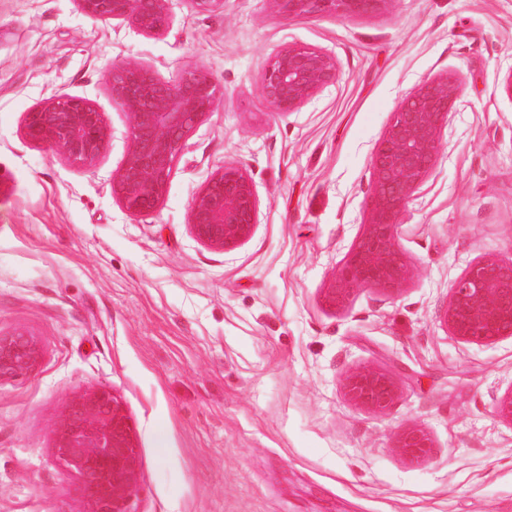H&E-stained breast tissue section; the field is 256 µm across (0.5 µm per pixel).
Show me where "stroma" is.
Wrapping results in <instances>:
<instances>
[{
    "label": "stroma",
    "instance_id": "obj_1",
    "mask_svg": "<svg viewBox=\"0 0 512 512\" xmlns=\"http://www.w3.org/2000/svg\"><path fill=\"white\" fill-rule=\"evenodd\" d=\"M169 12L148 36L75 0H0V336L43 349L33 372L0 382V512H81L82 481L53 446L68 402L99 387L135 427L133 512H512V423L495 410L512 339L466 343L443 322L476 258L512 260V0ZM290 45L329 55L336 79L281 112L260 86ZM124 61L169 82L200 71L219 90L147 215L112 194L130 126L105 75ZM444 76L458 95L397 228L412 274L335 309L325 294L368 220L371 157L403 98ZM66 95L111 130L93 164L24 136L30 108ZM227 163L253 178L260 213L245 243L217 252L190 206ZM363 368L396 379L386 410L349 399L345 378ZM409 426L431 439L419 462L395 449Z\"/></svg>",
    "mask_w": 512,
    "mask_h": 512
}]
</instances>
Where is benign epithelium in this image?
Masks as SVG:
<instances>
[{
	"instance_id": "obj_1",
	"label": "benign epithelium",
	"mask_w": 512,
	"mask_h": 512,
	"mask_svg": "<svg viewBox=\"0 0 512 512\" xmlns=\"http://www.w3.org/2000/svg\"><path fill=\"white\" fill-rule=\"evenodd\" d=\"M170 0H77L80 11L94 20L122 19L145 35L164 32L170 22ZM290 16L366 12L387 0H270ZM336 80V65L325 53L288 46L266 66L263 96L280 112H292ZM112 101L130 121V144L112 175V194L131 214L153 212L164 197L174 161L187 136L214 112L216 88L204 73L190 71L177 82L159 79L135 62H121L107 71ZM458 94L447 77L420 85L401 103L374 153L373 188L368 222L338 271L326 298L346 306L361 284L396 293L411 270L398 245L396 227L406 201L434 168L439 132L448 107ZM25 138L46 145L71 162L88 165L102 153L110 130L104 113L87 98L53 97L25 115ZM259 198L255 183L238 164L213 172L190 208L196 239L215 251L245 242L257 224ZM443 321L450 333L467 343L489 344L512 338V260L476 259L455 281ZM43 357L39 341L17 332L0 336V382L33 371ZM351 399L373 411L388 408L398 396L396 381L367 368L346 378ZM430 440L420 428H407L397 452L420 461ZM57 461L82 479V512H133L131 496L140 467L134 430L122 403L108 388L73 399L59 421L54 445Z\"/></svg>"
}]
</instances>
